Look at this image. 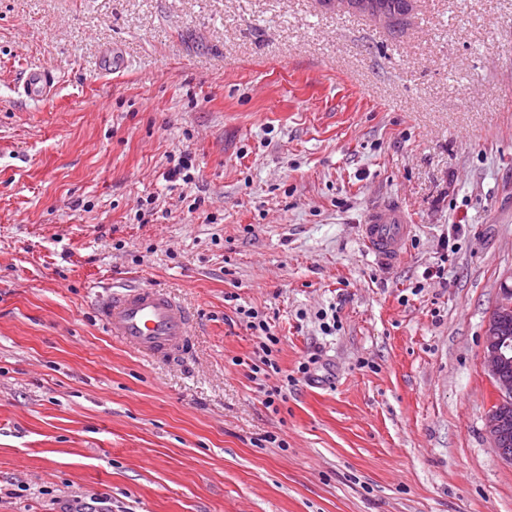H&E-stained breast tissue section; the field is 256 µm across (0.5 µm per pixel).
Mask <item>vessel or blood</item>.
<instances>
[{"instance_id":"1","label":"vessel or blood","mask_w":512,"mask_h":512,"mask_svg":"<svg viewBox=\"0 0 512 512\" xmlns=\"http://www.w3.org/2000/svg\"><path fill=\"white\" fill-rule=\"evenodd\" d=\"M54 82L48 69H30L23 93L31 101H42L52 92ZM409 235L408 217L396 206L371 209L361 226L365 245L390 264L405 256ZM95 311L110 336L153 360L173 364L193 350L192 316L165 290L148 285H112L96 299Z\"/></svg>"}]
</instances>
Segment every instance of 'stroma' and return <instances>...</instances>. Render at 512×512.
I'll return each instance as SVG.
<instances>
[{"label":"stroma","instance_id":"obj_1","mask_svg":"<svg viewBox=\"0 0 512 512\" xmlns=\"http://www.w3.org/2000/svg\"><path fill=\"white\" fill-rule=\"evenodd\" d=\"M386 204L393 265L361 241ZM124 280L195 314L187 362L97 321ZM506 286L512 0H417L396 37L319 0H0V512H512L482 364ZM240 306L281 340L261 384ZM54 76L44 67L29 70L23 83V94L31 101L39 102L47 98L54 88ZM410 226L406 213L396 206L372 208L361 236L365 245L389 264H395L406 255Z\"/></svg>","mask_w":512,"mask_h":512}]
</instances>
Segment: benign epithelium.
<instances>
[{
  "instance_id": "obj_1",
  "label": "benign epithelium",
  "mask_w": 512,
  "mask_h": 512,
  "mask_svg": "<svg viewBox=\"0 0 512 512\" xmlns=\"http://www.w3.org/2000/svg\"><path fill=\"white\" fill-rule=\"evenodd\" d=\"M326 8L338 13H357L366 16L388 31L403 28L414 9V0H403L390 8L379 0H321ZM512 342V288L501 290L488 317L484 331V365L495 382L498 393L497 406L490 409L485 418V431L500 458L512 463V450L503 447L512 420V379L508 367L512 365V353L506 345Z\"/></svg>"
}]
</instances>
